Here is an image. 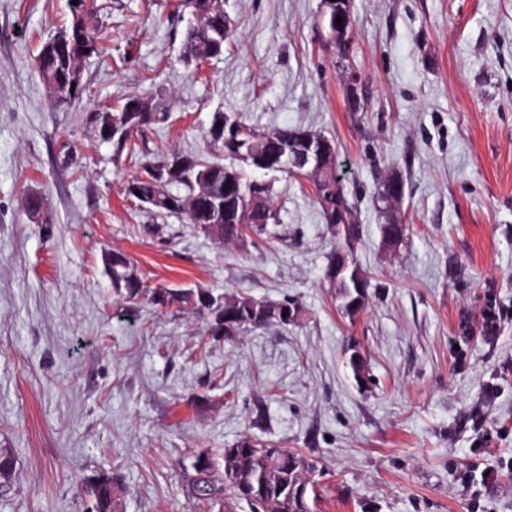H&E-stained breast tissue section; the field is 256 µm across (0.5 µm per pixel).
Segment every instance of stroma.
Masks as SVG:
<instances>
[{"label":"stroma","instance_id":"obj_1","mask_svg":"<svg viewBox=\"0 0 512 512\" xmlns=\"http://www.w3.org/2000/svg\"><path fill=\"white\" fill-rule=\"evenodd\" d=\"M176 2L87 0L100 52L69 107L35 66L69 0H0V512H84L100 474L117 512H198L192 455L244 435L316 460V512H512V0H351L355 112L321 0H225L224 53L198 65ZM131 94L168 119L117 157L91 114ZM218 109L334 141L370 279L355 319L324 279L336 241L309 180L274 174L276 236L246 247L123 194L144 162L205 152ZM393 169L409 230L386 253L374 194ZM112 250L150 287L302 314L214 340L194 315L115 296Z\"/></svg>","mask_w":512,"mask_h":512}]
</instances>
